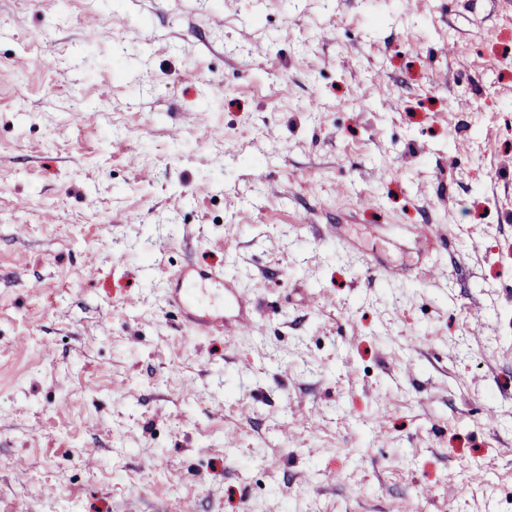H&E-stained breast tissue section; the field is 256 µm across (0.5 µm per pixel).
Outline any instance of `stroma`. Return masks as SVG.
I'll return each mask as SVG.
<instances>
[{"label": "stroma", "instance_id": "obj_1", "mask_svg": "<svg viewBox=\"0 0 512 512\" xmlns=\"http://www.w3.org/2000/svg\"><path fill=\"white\" fill-rule=\"evenodd\" d=\"M0 512H512V0H0ZM219 287L224 288V300L213 304L210 298L212 288ZM172 301L182 310L189 324L208 332L224 330L229 304L239 309L244 305L243 296L224 284L223 275L201 270L189 260L183 267L181 284L175 289Z\"/></svg>", "mask_w": 512, "mask_h": 512}]
</instances>
